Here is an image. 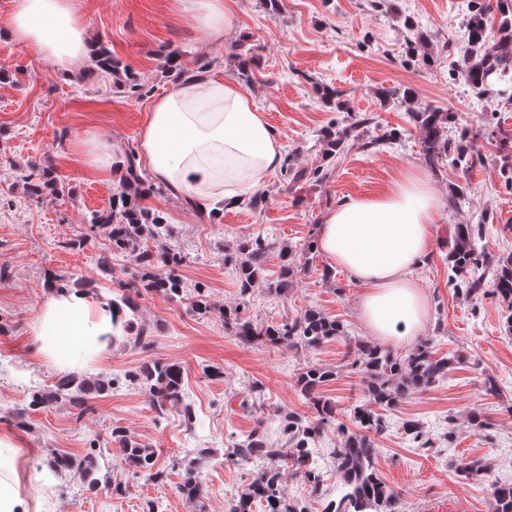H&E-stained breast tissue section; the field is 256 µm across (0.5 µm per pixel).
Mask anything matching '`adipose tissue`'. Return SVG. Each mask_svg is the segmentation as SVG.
<instances>
[{
	"label": "adipose tissue",
	"mask_w": 512,
	"mask_h": 512,
	"mask_svg": "<svg viewBox=\"0 0 512 512\" xmlns=\"http://www.w3.org/2000/svg\"><path fill=\"white\" fill-rule=\"evenodd\" d=\"M205 37L234 25L223 0H188ZM10 33L39 58L67 71L93 45L72 0H11ZM140 150L153 177L175 192L206 201H237L276 169L282 146L262 109L241 86L199 71L178 79L150 108ZM440 200L425 175L408 174L384 193L339 199L318 227V246L361 288L360 316L372 335L396 343L423 327L426 298L413 268L432 245ZM112 311L77 289L50 292L28 345L60 372L108 352ZM42 474L27 469L14 437L0 435V512H40L28 495Z\"/></svg>",
	"instance_id": "obj_1"
}]
</instances>
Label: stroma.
<instances>
[{
	"instance_id": "1",
	"label": "stroma",
	"mask_w": 512,
	"mask_h": 512,
	"mask_svg": "<svg viewBox=\"0 0 512 512\" xmlns=\"http://www.w3.org/2000/svg\"><path fill=\"white\" fill-rule=\"evenodd\" d=\"M463 0H385L372 8L371 0H284L279 14H269L261 0H224L236 16V26L224 36L204 38L181 0H73L87 36L103 42L113 54L137 72L146 84L142 95H130L120 86H108L97 76L85 75L84 64L60 71L7 35L10 0H0V69L9 79L0 82V267L9 275L0 280V434L17 435L26 450L27 465L42 472L51 450L87 453L94 439H106L115 426L126 427L142 443L151 445L160 461L184 456L193 448H209L212 462L202 474L205 495L201 502L186 500L179 492L184 474L173 470L165 483L153 484L132 476L119 464V449L111 447L100 458L101 481L125 483V493L107 489L86 491L69 478L32 486L31 498L44 512H143L155 501L163 512H228L231 500L251 481L258 464L226 462L235 436L249 433L258 423L267 426L270 443L279 444L276 420L283 411L310 416L297 376L317 364L337 368L323 395L338 412H347L363 400L360 376L345 368L349 344H378L360 317V292L351 274L319 250H312L305 269L289 278L285 289L262 285L254 289L245 315L260 323H279L313 306L340 320L343 338L317 349L287 346L246 348L225 331L218 317H201L187 303L145 293L138 300V321L148 328L154 343L144 349L119 339L111 352L77 368L81 377L112 378L154 361L181 364L185 369L186 396L197 416L187 428L179 409L167 421L154 423L146 396L123 386L108 396L92 399V410L75 422L67 405L29 411L34 390L52 385L59 372L27 350L30 326L48 293L46 273L81 281L92 302L110 299L114 284L100 281L96 259L111 253L115 271L130 262L112 253L105 233H97L82 250L64 248V241L87 235L82 218L87 211L107 208L113 181L89 167L72 149V142L100 135L112 145L114 160L127 149H139L147 110L171 83L162 73V56L185 50L186 72L205 70L232 78L236 68L229 53L234 43L254 44L260 64L246 88L264 110L283 147L284 157L299 167L325 164L327 175L318 183L288 185L283 169L268 175L263 191L267 203L254 211L242 206L221 208L219 202L189 208L182 196L159 188L143 204L164 212L175 235L172 247L187 261L181 269L187 287L208 289L219 306L239 300L235 274L224 258L259 234H272L278 242L264 258L269 282L277 281L282 246H307L316 240L318 226L341 196L383 192L408 172L427 174L442 204L433 226L429 253L415 274L427 301L422 337L434 338L437 356L463 355L452 365L444 382L410 395L397 407L384 410L386 428L374 435L377 468L382 480L399 495L400 512H492L486 484L463 483L460 463L486 459L493 479L512 483V328L511 311L496 298L471 302L448 284L446 255L450 231L457 224L485 219L481 245L496 257L512 254V185L502 172L503 138H512V102L480 101L453 80L457 47L464 34ZM412 17L424 37L423 51L432 53L433 67L408 63V36L404 17ZM331 87L341 94L347 110L369 117L344 151L325 157L321 129L343 122L345 112L321 98L317 89ZM411 88L415 105L438 106L453 112L449 137L468 126L478 134L471 148L480 158L468 175L451 167L431 169L417 145L419 133L405 107L384 102L381 88ZM390 128L402 139L393 145L367 148L374 136ZM52 160L69 187L66 196L28 197L14 180L16 169ZM465 188L460 207L448 199L454 189ZM330 279H323V270ZM220 368V376L207 378L204 366ZM495 392L485 388L486 380ZM261 392H254V385ZM480 414L486 429L474 430L468 418ZM415 420L433 439L417 447L404 435L402 425ZM343 442L333 431L321 439L319 454L323 485L313 494L304 476L288 472L287 497L305 500L311 512H322L325 501L340 492L333 454Z\"/></svg>"
}]
</instances>
